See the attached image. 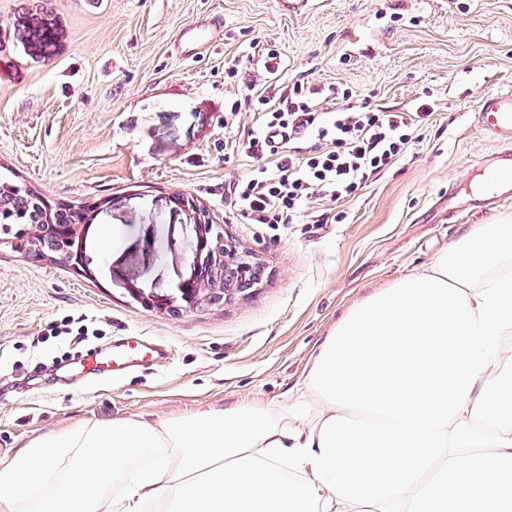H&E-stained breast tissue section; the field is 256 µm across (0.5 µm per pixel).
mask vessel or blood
I'll return each mask as SVG.
<instances>
[{"label":"vessel or blood","instance_id":"b4317fda","mask_svg":"<svg viewBox=\"0 0 512 512\" xmlns=\"http://www.w3.org/2000/svg\"><path fill=\"white\" fill-rule=\"evenodd\" d=\"M224 30V20L217 15L204 14L182 27L176 49L183 58H192L217 46ZM472 121L482 133L499 145L498 151L485 156L481 162L488 182L486 190L491 201L512 197V91H490L480 101ZM166 352L159 344L138 339L117 340L107 351H86L80 358L82 372L104 379L115 370H128L153 364Z\"/></svg>","mask_w":512,"mask_h":512}]
</instances>
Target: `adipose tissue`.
Returning a JSON list of instances; mask_svg holds the SVG:
<instances>
[{
	"mask_svg": "<svg viewBox=\"0 0 512 512\" xmlns=\"http://www.w3.org/2000/svg\"><path fill=\"white\" fill-rule=\"evenodd\" d=\"M512 217L369 295L284 404L143 415L0 458V512H512Z\"/></svg>",
	"mask_w": 512,
	"mask_h": 512,
	"instance_id": "adipose-tissue-1",
	"label": "adipose tissue"
}]
</instances>
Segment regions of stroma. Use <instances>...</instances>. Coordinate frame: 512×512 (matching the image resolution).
<instances>
[{
	"mask_svg": "<svg viewBox=\"0 0 512 512\" xmlns=\"http://www.w3.org/2000/svg\"><path fill=\"white\" fill-rule=\"evenodd\" d=\"M202 12L222 15L223 46L175 55L178 31ZM269 43L281 51L279 85L348 88L353 107H433L405 156L354 197L310 200L324 224H243L224 197L272 165L245 150L257 126L246 102L266 81L248 47ZM232 65L238 78L225 72ZM507 89L512 0H314L288 16L275 0H0V174L50 202L95 207L82 268L0 245V456L79 423L287 401L349 308L472 225L512 216L508 202L433 217L449 185L471 199L495 148L471 116L485 92ZM232 94L243 108L228 125ZM179 194L205 207L261 275L224 305L173 316L131 292L174 296L191 275L196 214L176 207ZM78 318L102 331L89 346L144 336L170 356L83 376L70 337L47 335Z\"/></svg>",
	"mask_w": 512,
	"mask_h": 512,
	"instance_id": "35a3bbf8",
	"label": "stroma"
}]
</instances>
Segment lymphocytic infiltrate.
Wrapping results in <instances>:
<instances>
[{"instance_id":"1","label":"lymphocytic infiltrate","mask_w":512,"mask_h":512,"mask_svg":"<svg viewBox=\"0 0 512 512\" xmlns=\"http://www.w3.org/2000/svg\"><path fill=\"white\" fill-rule=\"evenodd\" d=\"M258 126L246 150L273 156L275 172L258 168L229 189L235 214L247 224H283L314 197L337 201L355 195L369 179L407 152L414 128L432 116L430 104L396 112L363 103L319 111L311 90L296 82L272 95H258ZM313 145L300 155L296 141Z\"/></svg>"}]
</instances>
